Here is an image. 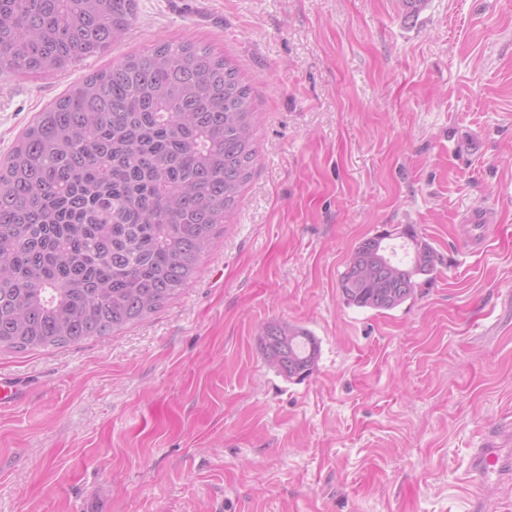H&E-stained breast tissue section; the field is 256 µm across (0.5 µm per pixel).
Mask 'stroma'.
<instances>
[{"mask_svg": "<svg viewBox=\"0 0 512 512\" xmlns=\"http://www.w3.org/2000/svg\"><path fill=\"white\" fill-rule=\"evenodd\" d=\"M209 47L252 89L258 158L182 295L104 338L0 350V512H473V448L512 459V0H138L103 54L0 75V159L76 81L157 42ZM493 207L485 249L456 240ZM413 228L435 278L344 304L353 246ZM279 319L313 374L264 364ZM283 326L288 327V354L286 374L278 366L270 351V339L266 336H286ZM259 350L269 368L288 380H305L309 377L318 362L320 356V342L308 329L288 322L272 320L261 325L259 330ZM288 373L290 376H288ZM27 399L22 384L15 378L0 377V408L15 407Z\"/></svg>", "mask_w": 512, "mask_h": 512, "instance_id": "1", "label": "stroma"}]
</instances>
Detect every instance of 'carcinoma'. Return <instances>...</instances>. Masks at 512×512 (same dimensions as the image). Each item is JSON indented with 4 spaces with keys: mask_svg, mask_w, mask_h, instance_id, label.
Returning <instances> with one entry per match:
<instances>
[{
    "mask_svg": "<svg viewBox=\"0 0 512 512\" xmlns=\"http://www.w3.org/2000/svg\"><path fill=\"white\" fill-rule=\"evenodd\" d=\"M138 0H0V73L58 72L105 52ZM257 159L251 88L224 57L163 41L71 86L0 162V348L77 345L157 312L196 277ZM403 274L357 283L379 249H353L348 306L392 311L441 264L414 229ZM259 350L277 374L309 377L320 342L272 320Z\"/></svg>",
    "mask_w": 512,
    "mask_h": 512,
    "instance_id": "obj_1",
    "label": "carcinoma"
}]
</instances>
